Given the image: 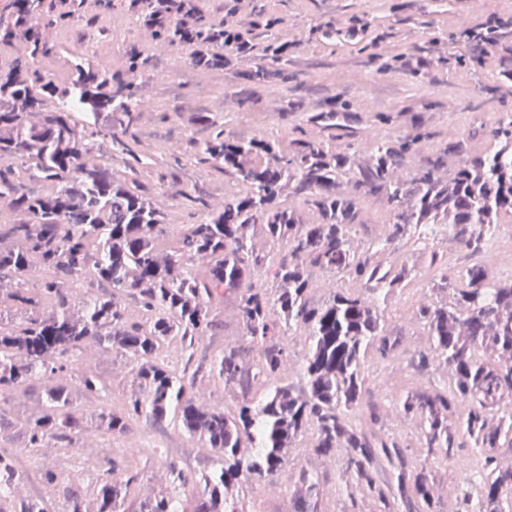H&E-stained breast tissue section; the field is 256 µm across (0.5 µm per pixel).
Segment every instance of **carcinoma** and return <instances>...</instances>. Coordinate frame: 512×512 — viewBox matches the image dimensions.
I'll return each mask as SVG.
<instances>
[{
	"instance_id": "obj_1",
	"label": "carcinoma",
	"mask_w": 512,
	"mask_h": 512,
	"mask_svg": "<svg viewBox=\"0 0 512 512\" xmlns=\"http://www.w3.org/2000/svg\"><path fill=\"white\" fill-rule=\"evenodd\" d=\"M9 0L0 10V45L22 53L0 65V402L42 389L38 411L18 421L25 448L72 451L89 413L108 438L131 422L173 426L217 453L215 467L194 482L169 463V489L128 505L123 489L144 472L121 467L133 457L105 455L95 466L97 512H180L192 487L195 512H245L239 490L288 469V449L312 429L310 451L344 450L349 494L375 500L380 512H400L417 500L434 510L428 458L412 463L401 442L377 427L366 386L369 349L394 356L400 333L388 312L397 295L420 322L429 347L411 360L423 376L442 366L448 384L407 387L396 410L418 429L427 454L476 451L467 487L448 490V512H512V468L497 450L512 448V276L491 269L490 228L512 217V111L480 126L492 143L471 147L475 134L451 137L431 155L424 125L367 146L370 132L338 146L302 125L287 138L264 132L236 137L224 120L201 115L196 161L224 175V201L190 224H172L156 200L93 160L107 141L124 152L125 137L143 116L136 77L148 59L132 49L126 77L71 53L70 80L40 69L54 54L51 31L82 18L83 0ZM201 0H129L154 44L185 51L199 70H225L257 56L250 78L288 82V43L267 41L260 54L250 33L207 16ZM508 24L483 32L484 52H504ZM382 72L423 78L427 62L405 53L382 55L358 46ZM378 200L387 219L374 224L362 207ZM445 232L448 247L436 240ZM272 280L259 282L264 267ZM321 277L336 279L316 302ZM231 298L241 343L211 352L224 335V299ZM309 340L297 379L282 375L286 337ZM90 345L126 359L135 389L119 410L105 403L112 384L95 369L72 368ZM224 386L230 410L205 405L194 389ZM267 386L252 397L254 386ZM368 415L369 419L360 420ZM393 469L380 479L379 464ZM26 478L19 453L0 449V512H87L81 493L56 500L19 497ZM299 512L317 494L313 474L297 476Z\"/></svg>"
}]
</instances>
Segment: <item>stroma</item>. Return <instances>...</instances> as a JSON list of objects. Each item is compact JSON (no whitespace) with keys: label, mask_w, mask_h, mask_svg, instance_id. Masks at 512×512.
<instances>
[{"label":"stroma","mask_w":512,"mask_h":512,"mask_svg":"<svg viewBox=\"0 0 512 512\" xmlns=\"http://www.w3.org/2000/svg\"><path fill=\"white\" fill-rule=\"evenodd\" d=\"M205 13L224 16L235 10V19L244 29L253 30L256 43L272 38L288 44V70L291 82L258 83L250 80V62L236 63L233 69L203 71L187 68L181 74L170 71L169 51L143 38L142 29L129 11L127 0H112L108 11H84L82 22L61 30L59 40L64 46L82 41L87 58L110 54L113 73L125 70L129 50H138L152 62L151 73L144 80L143 91L151 105L130 138L137 148H160L172 151L180 159L169 168L166 180L180 189L172 200L158 197L155 184L146 173L121 168V175H133L141 189L157 196L159 205L167 210L175 223L192 219L203 203H218L224 198V178L210 172L195 160L199 133L195 118L201 112H213L219 101H226L223 112L226 129L241 138L260 134L263 126H272L284 135L304 124L316 113L328 110L332 99L352 101L354 117L347 128L333 130L337 143H344L348 134L366 129L378 113L390 112L393 125L380 126L381 134L410 130L414 120H423L431 132L432 143L447 141L449 136L468 131L480 123L490 122L501 110V101L512 96V83L504 81L500 57L486 54L474 45L461 41L456 33L463 28L482 24L488 14L512 11V0H247L245 7L233 9L231 0H202ZM263 9L272 19L269 27L253 28L255 9ZM443 36L445 64H431L423 81H415L409 73L382 74L355 49L357 41H377L381 54L404 52L426 57L429 40ZM477 58V65L463 69L455 65L456 57ZM289 103L298 104L295 112L286 111ZM403 330L399 357L382 359L368 353L364 363L365 376L371 391L380 389L384 378L402 380L410 376L409 358L414 350L428 347L418 321L401 317ZM80 365H92L111 375L113 408H120L135 384L123 358L112 355L79 354ZM37 393L14 395L6 404L7 417L0 420V448L17 451L24 447L23 435L13 425L15 417L35 410ZM380 410H387L390 401L379 396ZM140 439L162 449L163 457H137V468L145 477L128 491L130 499L138 500L165 489L172 482L169 462H176L185 474L198 476L213 467L215 453L200 442L173 428L157 429L145 421L130 425L124 438L101 439L100 454L120 448L123 441ZM311 436H304L290 451L288 474L299 470L318 473L322 491L312 498L313 512H378L377 503L350 497L341 478L340 457L319 458L311 454ZM472 451L460 449L452 458L436 456L431 463L434 494L438 512H448V485L466 484L471 471L466 459ZM34 468L55 471L62 483L83 492L88 508L96 503L90 487L93 467H78L70 453L60 448H43L29 453ZM246 512H297L288 481L281 482L277 497H268L264 483H248L242 489Z\"/></svg>","instance_id":"1"}]
</instances>
